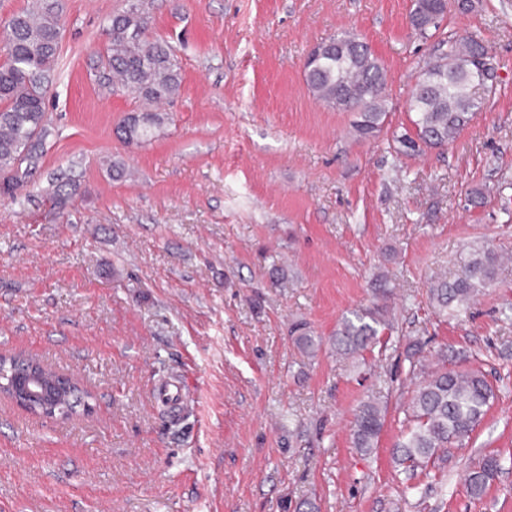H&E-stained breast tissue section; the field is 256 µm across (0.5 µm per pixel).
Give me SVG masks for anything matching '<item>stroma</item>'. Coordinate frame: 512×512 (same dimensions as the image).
Listing matches in <instances>:
<instances>
[{"mask_svg": "<svg viewBox=\"0 0 512 512\" xmlns=\"http://www.w3.org/2000/svg\"><path fill=\"white\" fill-rule=\"evenodd\" d=\"M62 6L50 134L0 193V351L75 375L93 410L56 420L0 400V512H512V0L443 19L481 36L495 79L455 142L415 157L388 147L432 48L411 0H144L145 36L170 46L183 81L142 144L116 132L141 102L99 81L127 0ZM344 31L387 70L375 137L305 84L310 49ZM61 171L75 190L60 209L47 189ZM475 241L506 256L495 282L469 316H439L428 286ZM376 304L378 343L337 355L343 316ZM299 322L316 355L295 345ZM416 341L424 372L482 370L495 398L464 446L412 479L392 448ZM173 374L187 385L175 415L151 395ZM370 398L385 421L364 453L351 428ZM487 454L501 470L475 500L463 475Z\"/></svg>", "mask_w": 512, "mask_h": 512, "instance_id": "obj_1", "label": "stroma"}]
</instances>
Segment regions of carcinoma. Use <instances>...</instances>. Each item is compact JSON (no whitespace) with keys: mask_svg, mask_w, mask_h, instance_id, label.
Segmentation results:
<instances>
[{"mask_svg":"<svg viewBox=\"0 0 512 512\" xmlns=\"http://www.w3.org/2000/svg\"><path fill=\"white\" fill-rule=\"evenodd\" d=\"M448 9L444 0H411L409 24L416 35H436ZM59 0H33L32 8L13 15L0 28V38L11 47L0 67V172L9 174L21 162L35 159L48 136L45 88L53 80L59 53ZM148 20L142 0L111 19V45L102 78L121 84L145 105L134 125L121 124L125 139L143 143L163 123L152 107L176 96L182 86L181 68L167 46L145 38ZM488 46L475 35L453 32L437 40L420 67L408 101L413 130L392 134L390 148L398 155H421L444 148L469 124L483 101L476 96L494 74L479 72ZM304 77L313 97L324 106L354 112L355 132L376 136L387 117L386 70L370 46L357 35L342 33L318 43L304 63ZM51 198L58 205L71 197L72 179L63 173L51 178ZM499 256L488 246L473 244L460 272L451 281L436 280L429 288L438 312L457 317L468 312L478 295L495 281ZM380 312H354L336 330V349L346 354L377 343ZM495 397L494 387L479 369L463 372L439 368L419 381L409 406V426L395 444L397 463L430 477L429 463L454 444L470 437L482 423ZM385 408L369 399L356 414L353 441L367 453L384 425ZM499 458L484 455L466 471L467 494L481 498L498 476Z\"/></svg>","mask_w":512,"mask_h":512,"instance_id":"1","label":"carcinoma"}]
</instances>
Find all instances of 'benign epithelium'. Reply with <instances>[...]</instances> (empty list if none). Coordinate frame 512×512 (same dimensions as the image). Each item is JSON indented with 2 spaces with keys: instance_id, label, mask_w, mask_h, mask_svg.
Returning a JSON list of instances; mask_svg holds the SVG:
<instances>
[{
  "instance_id": "benign-epithelium-1",
  "label": "benign epithelium",
  "mask_w": 512,
  "mask_h": 512,
  "mask_svg": "<svg viewBox=\"0 0 512 512\" xmlns=\"http://www.w3.org/2000/svg\"><path fill=\"white\" fill-rule=\"evenodd\" d=\"M11 391L15 401L33 413L66 419L78 409L90 408L89 397L75 390L69 377L46 380L33 372L30 361L18 354L0 361V391Z\"/></svg>"
}]
</instances>
